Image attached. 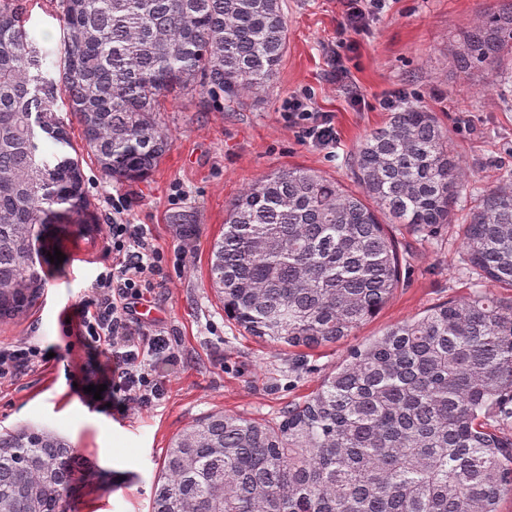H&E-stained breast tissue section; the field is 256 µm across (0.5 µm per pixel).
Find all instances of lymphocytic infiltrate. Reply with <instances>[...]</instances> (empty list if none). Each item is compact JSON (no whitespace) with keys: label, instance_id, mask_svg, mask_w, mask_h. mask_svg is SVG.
Masks as SVG:
<instances>
[{"label":"lymphocytic infiltrate","instance_id":"1","mask_svg":"<svg viewBox=\"0 0 512 512\" xmlns=\"http://www.w3.org/2000/svg\"><path fill=\"white\" fill-rule=\"evenodd\" d=\"M285 116L303 142L318 147L335 143L331 115L316 110L309 95L289 98ZM128 206L124 197L112 202L105 250L115 261L100 268L90 282L76 323V333L89 349L87 371L93 376V385L102 386V401L123 415L157 406L165 395L158 365L174 366L182 361L168 332L140 325L129 306L130 300H147L164 287L168 274L149 225L125 219ZM47 362L46 351L31 339L1 346L0 382L18 379Z\"/></svg>","mask_w":512,"mask_h":512}]
</instances>
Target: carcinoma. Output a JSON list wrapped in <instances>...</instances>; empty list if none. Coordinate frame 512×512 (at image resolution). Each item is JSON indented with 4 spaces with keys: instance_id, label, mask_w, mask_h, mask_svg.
<instances>
[{
    "instance_id": "carcinoma-1",
    "label": "carcinoma",
    "mask_w": 512,
    "mask_h": 512,
    "mask_svg": "<svg viewBox=\"0 0 512 512\" xmlns=\"http://www.w3.org/2000/svg\"><path fill=\"white\" fill-rule=\"evenodd\" d=\"M59 81H37L26 0H0V320L44 284L46 224H94L79 159L39 169L43 137L67 143L58 88L105 178L137 182L169 150L162 98L201 88L259 96L287 45L281 0H63ZM475 84L512 61V0L448 43ZM361 194L313 171L267 174L234 199L211 248L209 287L251 336L315 348L348 337L400 284L385 224L454 220L462 160L435 113L406 101L353 157ZM373 205H368L365 199ZM487 281L512 286V183L464 220ZM108 472L38 426L0 432V512H71ZM512 491V300L486 290L400 322L352 350L273 424L211 413L167 448L151 512H499Z\"/></svg>"
}]
</instances>
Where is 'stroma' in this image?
<instances>
[{
  "label": "stroma",
  "mask_w": 512,
  "mask_h": 512,
  "mask_svg": "<svg viewBox=\"0 0 512 512\" xmlns=\"http://www.w3.org/2000/svg\"><path fill=\"white\" fill-rule=\"evenodd\" d=\"M62 0H28L27 26L46 59L41 76L57 79L63 47ZM495 0H389L384 13L357 35L346 30L341 0H283L287 46L276 75L261 96L227 99L197 92L172 94L160 118L172 145L151 175L138 183L105 179L88 159L82 128L66 106L57 116L70 142L45 139L43 156H82L85 188L97 217L93 224L50 228L49 247L63 262L45 263L39 298L15 318L0 321V344L30 338L54 354L44 368L0 384V431L39 425L65 436L76 452L110 471L108 487L84 489L74 512H148L151 487L173 437L208 413L224 411L259 422L277 421L342 363L348 351L390 326L419 317L444 302L487 288L463 246L464 218L494 186L512 181V87L466 86L451 75L448 41L469 27ZM343 67L345 81L333 71ZM435 112L461 156L467 181L457 220L415 231L392 225L400 243L401 283L374 318L344 340L316 349H294L249 336L208 286L211 245L224 229L225 209L255 180L283 168H304L349 190L353 155L389 117L382 100L395 90ZM361 103H354L351 92ZM310 95L331 113L336 145L322 149L300 140L284 106L290 96ZM128 197V218L149 225L166 258L186 248L184 266L169 267L166 287L151 299L146 327L173 334L182 361L160 368L167 394L152 410L121 415L88 397H70L85 386L83 339L68 330L84 298L83 288L104 252L105 226L114 198ZM189 215L196 230L179 236L174 214Z\"/></svg>",
  "instance_id": "35a3bbf8"
}]
</instances>
